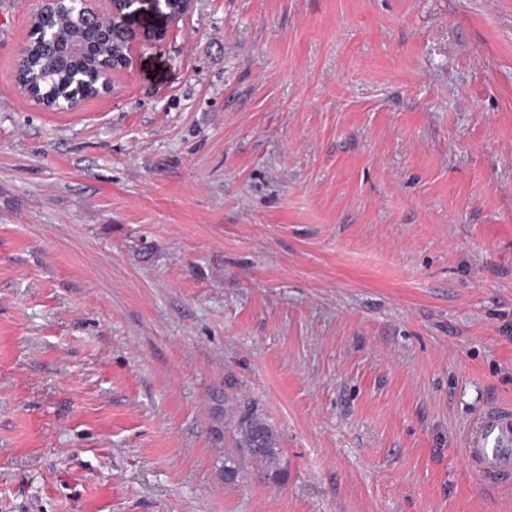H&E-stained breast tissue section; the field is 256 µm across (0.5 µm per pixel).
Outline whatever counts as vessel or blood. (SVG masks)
<instances>
[{"instance_id":"obj_1","label":"vessel or blood","mask_w":512,"mask_h":512,"mask_svg":"<svg viewBox=\"0 0 512 512\" xmlns=\"http://www.w3.org/2000/svg\"><path fill=\"white\" fill-rule=\"evenodd\" d=\"M464 453L484 486L512 487V403L497 402L482 410L467 434Z\"/></svg>"}]
</instances>
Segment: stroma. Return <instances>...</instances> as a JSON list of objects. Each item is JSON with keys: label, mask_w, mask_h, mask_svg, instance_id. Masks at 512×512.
Listing matches in <instances>:
<instances>
[{"label": "stroma", "mask_w": 512, "mask_h": 512, "mask_svg": "<svg viewBox=\"0 0 512 512\" xmlns=\"http://www.w3.org/2000/svg\"><path fill=\"white\" fill-rule=\"evenodd\" d=\"M0 0V512H512V0H192L77 111ZM258 410L287 477L225 482ZM225 437L216 440L215 429ZM465 459L485 487L508 489L512 482V403L485 407L466 437Z\"/></svg>", "instance_id": "obj_1"}]
</instances>
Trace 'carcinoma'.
<instances>
[{
	"instance_id": "obj_1",
	"label": "carcinoma",
	"mask_w": 512,
	"mask_h": 512,
	"mask_svg": "<svg viewBox=\"0 0 512 512\" xmlns=\"http://www.w3.org/2000/svg\"><path fill=\"white\" fill-rule=\"evenodd\" d=\"M41 26L52 29L64 37L84 35L77 16L66 10L45 14ZM87 52L81 55L62 53L39 40H31L26 56L20 62L21 75L30 80L36 94L49 100L63 101L68 97L72 77L83 72L92 77L96 74L102 56L112 54V40L106 36L87 38ZM233 440L239 449V459H224V481L237 480L242 459L256 463L258 472L271 484L282 483L287 469L282 463V448L277 430L257 411L250 409L234 422Z\"/></svg>"
}]
</instances>
